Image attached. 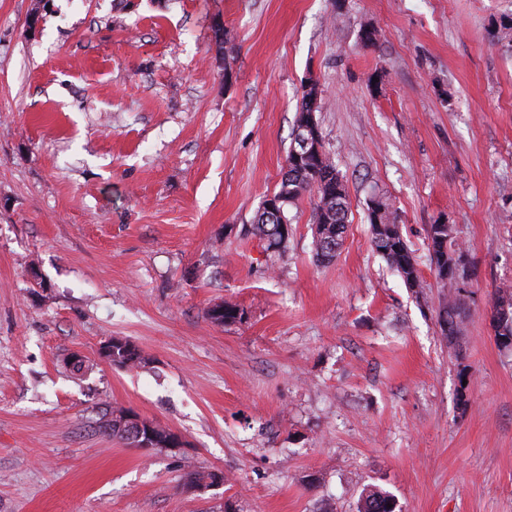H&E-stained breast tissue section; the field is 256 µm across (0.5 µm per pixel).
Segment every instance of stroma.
<instances>
[{"label":"stroma","mask_w":512,"mask_h":512,"mask_svg":"<svg viewBox=\"0 0 512 512\" xmlns=\"http://www.w3.org/2000/svg\"><path fill=\"white\" fill-rule=\"evenodd\" d=\"M509 22L512 0H0V512H357L372 489L512 512ZM311 79L350 201L324 263L312 194L281 250L243 234ZM376 195L422 292L371 243ZM443 220L470 274L452 340ZM224 302L240 321L208 319ZM113 337L144 364L103 358ZM107 405L180 447L102 433ZM190 468L224 481L188 491ZM506 288V289H504ZM512 287H500L499 289V295L497 297V300L494 304V310H493V322L495 327V333L497 336V339L499 343L505 345V346H512V310L511 315L509 317H501L498 321L497 326V316L499 314L497 306L500 301H503L504 299L512 300Z\"/></svg>","instance_id":"obj_1"}]
</instances>
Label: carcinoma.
<instances>
[{
	"instance_id": "1",
	"label": "carcinoma",
	"mask_w": 512,
	"mask_h": 512,
	"mask_svg": "<svg viewBox=\"0 0 512 512\" xmlns=\"http://www.w3.org/2000/svg\"><path fill=\"white\" fill-rule=\"evenodd\" d=\"M312 191L316 195L313 208L315 254L319 260H330L341 246L347 228L350 203L346 184L326 152L319 157L310 156L299 161L293 160L292 155H287V172L283 175L276 195L283 197L291 205L304 193ZM369 224L371 242L376 252L400 275L406 287L412 290L422 288L423 280L417 262L401 234L397 215L381 197L371 202ZM245 232L263 241L268 250L280 248L289 235V231L283 227L282 218L262 209L257 210L253 224ZM428 239L431 247L436 249L438 258L443 260V265H448V253L458 252L454 227L432 224L428 230ZM458 308L457 299L449 298L442 322L444 334L450 341L459 333V324L456 321ZM209 316L224 324L240 318L239 309L230 303L216 306L209 311ZM495 333L500 343L512 346V315L500 318ZM110 362L134 368L141 365L142 358L135 346L127 340L112 344ZM124 414L125 410L122 408L105 410L100 418L99 428L108 435L133 444L136 425L125 419ZM222 481L224 475L212 471L203 473L189 469L183 475V484L188 489H201ZM391 500L389 494L374 491L363 498L358 512H391L387 508Z\"/></svg>"
}]
</instances>
